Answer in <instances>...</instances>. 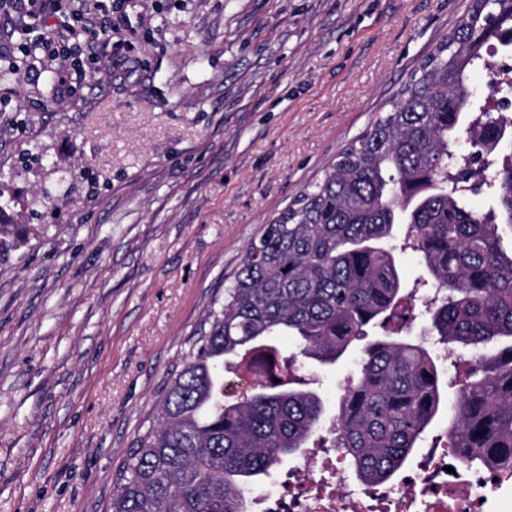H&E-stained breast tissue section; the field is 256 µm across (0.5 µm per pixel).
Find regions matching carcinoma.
Returning <instances> with one entry per match:
<instances>
[{
	"label": "carcinoma",
	"mask_w": 512,
	"mask_h": 512,
	"mask_svg": "<svg viewBox=\"0 0 512 512\" xmlns=\"http://www.w3.org/2000/svg\"><path fill=\"white\" fill-rule=\"evenodd\" d=\"M492 39L512 54V0H469L388 108L247 245L125 452L107 512H248V489L323 422L305 362L336 363L370 327L391 339L361 352L331 444L364 484L389 482L445 405L430 350L397 339L420 316L455 356L448 443L512 481V252L499 233L512 227V85L501 111L474 112L468 82ZM484 187L494 206L481 213L469 195ZM408 248L435 287L420 316L401 284ZM15 250L16 225L0 224V256ZM231 367L255 379L226 403Z\"/></svg>",
	"instance_id": "cac0c4a2"
}]
</instances>
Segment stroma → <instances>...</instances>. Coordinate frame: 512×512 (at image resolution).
Returning a JSON list of instances; mask_svg holds the SVG:
<instances>
[{"label": "stroma", "instance_id": "obj_1", "mask_svg": "<svg viewBox=\"0 0 512 512\" xmlns=\"http://www.w3.org/2000/svg\"><path fill=\"white\" fill-rule=\"evenodd\" d=\"M468 2L132 0L76 91L40 64L0 83L22 234L0 260V512H105L246 245ZM357 359L315 368L328 414Z\"/></svg>", "mask_w": 512, "mask_h": 512}]
</instances>
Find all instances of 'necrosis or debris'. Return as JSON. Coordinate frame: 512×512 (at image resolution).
<instances>
[{"instance_id": "obj_1", "label": "necrosis or debris", "mask_w": 512, "mask_h": 512, "mask_svg": "<svg viewBox=\"0 0 512 512\" xmlns=\"http://www.w3.org/2000/svg\"><path fill=\"white\" fill-rule=\"evenodd\" d=\"M457 451L431 449L419 472L382 488L351 490L344 465L309 470L287 494H259L248 499L249 512H483L482 505L497 490L494 470L455 467Z\"/></svg>"}]
</instances>
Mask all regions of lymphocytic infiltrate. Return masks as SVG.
Wrapping results in <instances>:
<instances>
[{
    "label": "lymphocytic infiltrate",
    "instance_id": "1",
    "mask_svg": "<svg viewBox=\"0 0 512 512\" xmlns=\"http://www.w3.org/2000/svg\"><path fill=\"white\" fill-rule=\"evenodd\" d=\"M127 0H0V63L18 57L56 65L61 81L82 83L117 54L112 9Z\"/></svg>",
    "mask_w": 512,
    "mask_h": 512
}]
</instances>
